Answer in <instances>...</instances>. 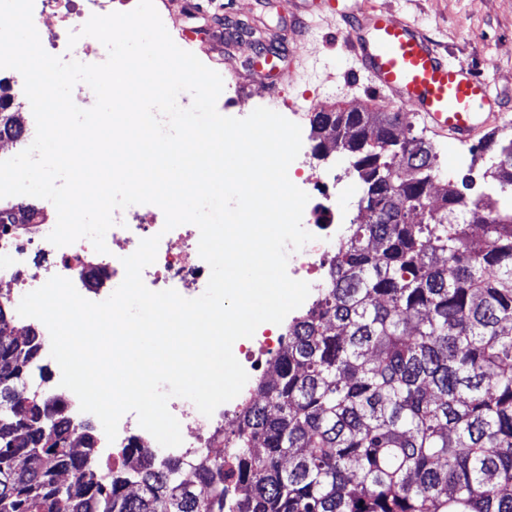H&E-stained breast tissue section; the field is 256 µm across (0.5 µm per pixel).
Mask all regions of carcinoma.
Returning a JSON list of instances; mask_svg holds the SVG:
<instances>
[{
  "mask_svg": "<svg viewBox=\"0 0 512 512\" xmlns=\"http://www.w3.org/2000/svg\"><path fill=\"white\" fill-rule=\"evenodd\" d=\"M401 126L312 113L371 220L347 227L224 452L197 460L206 494L157 448L93 468L88 425L76 455L57 402L24 385L38 333L14 334L0 296V512H512V135L485 145L487 191L433 203L437 152Z\"/></svg>",
  "mask_w": 512,
  "mask_h": 512,
  "instance_id": "carcinoma-1",
  "label": "carcinoma"
}]
</instances>
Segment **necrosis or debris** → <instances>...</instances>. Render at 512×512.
Wrapping results in <instances>:
<instances>
[{
	"label": "necrosis or debris",
	"mask_w": 512,
	"mask_h": 512,
	"mask_svg": "<svg viewBox=\"0 0 512 512\" xmlns=\"http://www.w3.org/2000/svg\"><path fill=\"white\" fill-rule=\"evenodd\" d=\"M41 10L53 14L65 26H72L79 9H86L98 15L130 11V0H40ZM311 178H302L299 187L309 192ZM114 225L107 232L105 241L107 253H97L91 241L83 238L73 244L52 248L48 236L52 230L48 224H12L0 231V249L13 250L19 258H26L30 252L54 249L57 255L55 265L43 270L42 280L59 275L68 279L77 277L93 284L88 292L89 300L100 302L108 298L111 282L123 281L125 269L123 257L131 255L141 239L159 236L156 260L142 272L144 284L153 291L176 290L186 298L204 291L210 274L209 266L198 252L200 233L192 224L180 225L169 232H162L160 224L141 220L138 211L121 210L113 213ZM346 213L332 201H323L311 196L305 206L302 225L313 234V241L301 250L288 255L287 272L290 277L319 287L321 273L329 264V253L324 248L327 240L342 241L345 236ZM170 412L183 423L185 434L177 450L179 457L187 461L198 458L202 449L219 453L224 448V434L231 428L236 416L235 404L219 406L212 416L202 415L195 405L184 398L169 402Z\"/></svg>",
	"instance_id": "necrosis-or-debris-1"
}]
</instances>
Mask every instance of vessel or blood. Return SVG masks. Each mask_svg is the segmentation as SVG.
<instances>
[{
	"label": "vessel or blood",
	"instance_id": "b4317fda",
	"mask_svg": "<svg viewBox=\"0 0 512 512\" xmlns=\"http://www.w3.org/2000/svg\"><path fill=\"white\" fill-rule=\"evenodd\" d=\"M348 25L353 61L393 103L418 109L426 127L452 140H469L499 122L493 99L472 71L453 63L418 28L375 8L342 12ZM264 53L251 74L276 91L280 77Z\"/></svg>",
	"mask_w": 512,
	"mask_h": 512
}]
</instances>
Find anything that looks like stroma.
I'll list each match as a JSON object with an SVG mask.
<instances>
[{"label": "stroma", "mask_w": 512, "mask_h": 512, "mask_svg": "<svg viewBox=\"0 0 512 512\" xmlns=\"http://www.w3.org/2000/svg\"><path fill=\"white\" fill-rule=\"evenodd\" d=\"M415 22L449 60L465 65L500 99L512 119V0H363ZM159 15L174 43L195 54L219 74L246 75L253 57L251 33L261 30L270 49L281 53L282 89L286 98L310 96L317 109L352 110L365 106L381 112L391 106L371 88L364 75L352 72L345 25L331 11L330 0H160ZM315 14L313 27H299V10ZM269 101L262 83L222 91L216 102L221 115L247 117ZM444 176L453 183L472 176L482 186V137L461 143L431 139ZM323 173L324 196L357 215L361 186L347 158L330 152L315 159Z\"/></svg>", "instance_id": "obj_1"}]
</instances>
